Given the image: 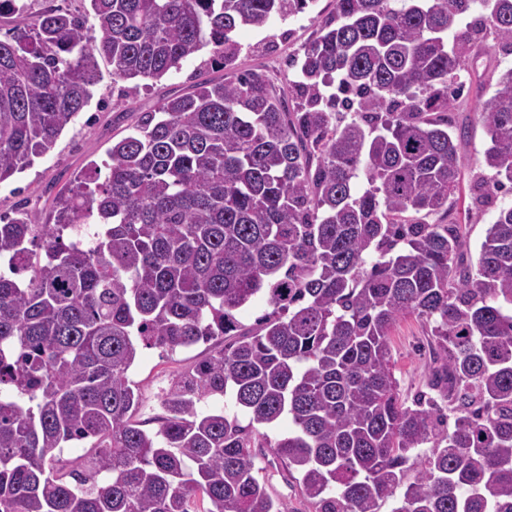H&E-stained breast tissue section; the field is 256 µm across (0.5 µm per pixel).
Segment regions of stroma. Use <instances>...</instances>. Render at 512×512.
<instances>
[{"instance_id":"1","label":"stroma","mask_w":512,"mask_h":512,"mask_svg":"<svg viewBox=\"0 0 512 512\" xmlns=\"http://www.w3.org/2000/svg\"><path fill=\"white\" fill-rule=\"evenodd\" d=\"M331 10V0H315L311 9L294 17H277L266 27L237 31L239 69L261 70L273 77L277 86L287 85L289 59ZM208 57V52H200L183 61L179 71L145 85L133 80L113 81L107 63H100L99 82L92 100L75 123L63 131L55 147L36 158L22 172L0 182V214L10 216L20 208L29 213L32 223H46L54 198L48 190L49 185H64L85 170L90 162L104 161L112 143L128 133L131 120L126 115L127 110L153 111L160 99L190 91L199 78H222V70L209 66ZM507 67H512V54L497 47L490 49L487 55L470 64L466 87L453 104L454 123L462 128L465 138L459 149L462 160L460 190L453 200L450 218L462 224L469 255L473 258L477 257L499 208L512 204V194L508 193L500 194L494 204L479 210L474 209L471 200L473 179L483 171V152L489 144L479 119L478 106L491 87L493 72ZM428 331V326L421 320L406 317L399 320L391 333L395 376L400 396L408 403L430 392L432 362ZM212 350V345L203 343L173 352L153 346L140 348L138 360L128 375L140 394L134 420L141 428L148 431L158 428L165 414L161 399L173 378L190 370ZM290 427V422L284 420L278 427L269 429L266 436H255V465L260 481L264 482L273 500L286 504L290 512H312L311 502L299 482L289 474L286 460L269 446L270 441L286 434Z\"/></svg>"}]
</instances>
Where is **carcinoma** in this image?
<instances>
[{
  "instance_id": "carcinoma-1",
  "label": "carcinoma",
  "mask_w": 512,
  "mask_h": 512,
  "mask_svg": "<svg viewBox=\"0 0 512 512\" xmlns=\"http://www.w3.org/2000/svg\"><path fill=\"white\" fill-rule=\"evenodd\" d=\"M89 2L0 39V183L88 106L99 56L114 82L159 81L208 48L228 77L137 116L105 181L90 163L41 229L0 215L17 275L0 273V512H288L251 449L285 417L274 448L315 512H512V206L474 266L460 225L425 221L460 183L462 73L489 34L512 53V0H334L286 90L235 71L233 33L314 0ZM479 118L477 207L512 192V67ZM260 295L271 311L242 328ZM408 315L430 327L444 408L400 396L390 335ZM218 339L165 391L158 431L131 421L140 347ZM226 396L248 424L199 408Z\"/></svg>"
}]
</instances>
